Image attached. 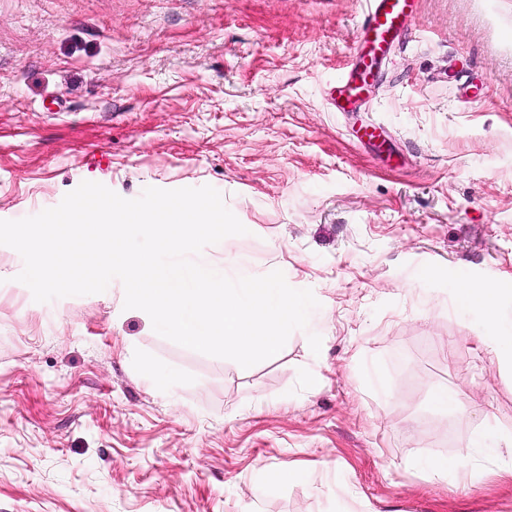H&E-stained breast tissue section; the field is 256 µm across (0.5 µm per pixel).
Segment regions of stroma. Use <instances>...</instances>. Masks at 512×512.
Wrapping results in <instances>:
<instances>
[{
  "label": "stroma",
  "mask_w": 512,
  "mask_h": 512,
  "mask_svg": "<svg viewBox=\"0 0 512 512\" xmlns=\"http://www.w3.org/2000/svg\"><path fill=\"white\" fill-rule=\"evenodd\" d=\"M365 9L0 0V220L84 181L209 185L247 233L200 262L320 303L245 369L158 335L117 279L35 302L0 245V512H512V357L488 362L455 297L501 288L512 325V0H418L362 111L336 112ZM478 427V477L415 466ZM433 397L437 411L444 413H463L466 411L464 404L458 398V394L448 390V388L436 389Z\"/></svg>",
  "instance_id": "stroma-1"
}]
</instances>
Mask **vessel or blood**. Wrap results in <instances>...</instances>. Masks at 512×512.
I'll use <instances>...</instances> for the list:
<instances>
[{
  "label": "vessel or blood",
  "instance_id": "vessel-or-blood-1",
  "mask_svg": "<svg viewBox=\"0 0 512 512\" xmlns=\"http://www.w3.org/2000/svg\"><path fill=\"white\" fill-rule=\"evenodd\" d=\"M416 6V0H368L359 48L349 64L341 68L328 92L329 102L336 111H359L363 94L415 13Z\"/></svg>",
  "mask_w": 512,
  "mask_h": 512
}]
</instances>
